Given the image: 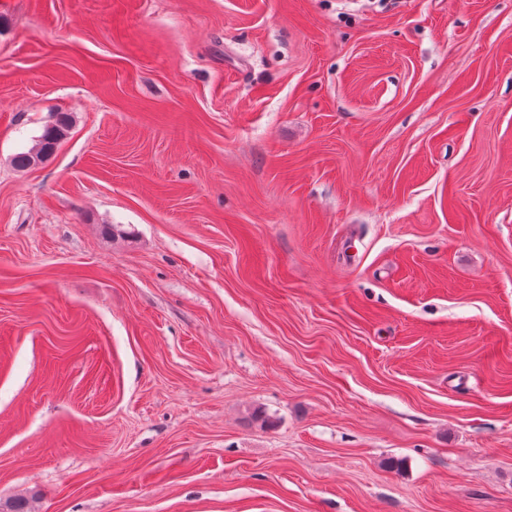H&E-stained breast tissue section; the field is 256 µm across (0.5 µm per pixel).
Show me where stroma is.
I'll use <instances>...</instances> for the list:
<instances>
[{
  "instance_id": "obj_1",
  "label": "stroma",
  "mask_w": 512,
  "mask_h": 512,
  "mask_svg": "<svg viewBox=\"0 0 512 512\" xmlns=\"http://www.w3.org/2000/svg\"><path fill=\"white\" fill-rule=\"evenodd\" d=\"M16 501L512 512V0H0ZM72 125L73 117L71 115L60 114L53 124L43 130L30 150L13 156V166L20 170H27L34 167L37 161L41 163L47 161L52 156L47 153L51 143L58 142L65 134L69 135Z\"/></svg>"
}]
</instances>
